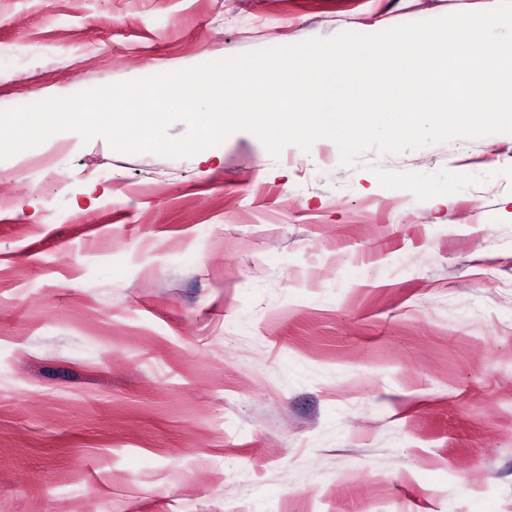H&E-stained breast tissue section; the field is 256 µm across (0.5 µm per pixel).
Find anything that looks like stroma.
<instances>
[{
    "mask_svg": "<svg viewBox=\"0 0 512 512\" xmlns=\"http://www.w3.org/2000/svg\"><path fill=\"white\" fill-rule=\"evenodd\" d=\"M503 2L0 0V109ZM38 151L0 161V512H512V134Z\"/></svg>",
    "mask_w": 512,
    "mask_h": 512,
    "instance_id": "stroma-1",
    "label": "stroma"
}]
</instances>
